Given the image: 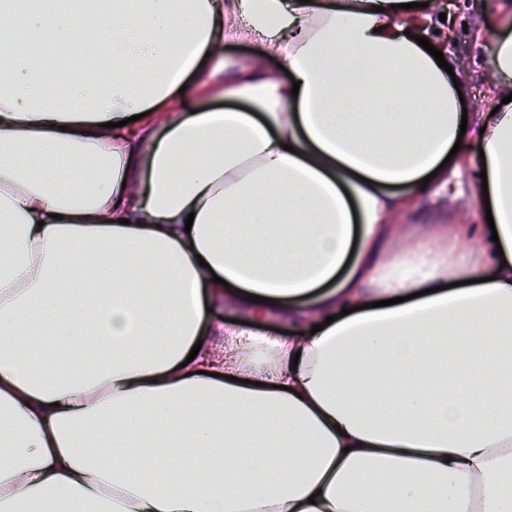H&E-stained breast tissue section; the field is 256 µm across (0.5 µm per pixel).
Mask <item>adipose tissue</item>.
I'll return each mask as SVG.
<instances>
[{"instance_id":"ef3b65f1","label":"adipose tissue","mask_w":512,"mask_h":512,"mask_svg":"<svg viewBox=\"0 0 512 512\" xmlns=\"http://www.w3.org/2000/svg\"><path fill=\"white\" fill-rule=\"evenodd\" d=\"M91 2L0 0V512H512V6L466 123L430 7ZM478 171L468 167L459 172L448 171V184L433 187L424 207L416 216L405 219L409 224H454L458 211L469 207L471 223H484L482 202L475 196Z\"/></svg>"}]
</instances>
